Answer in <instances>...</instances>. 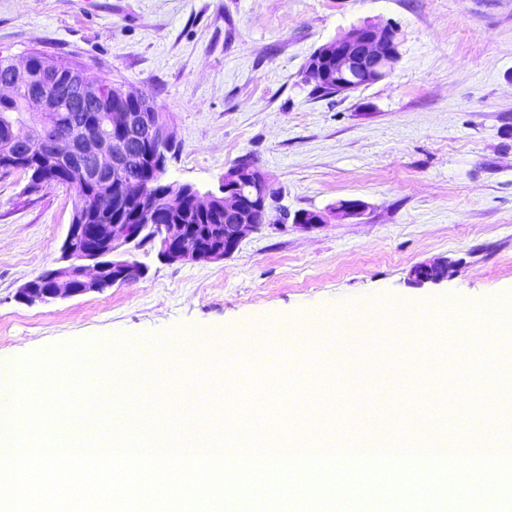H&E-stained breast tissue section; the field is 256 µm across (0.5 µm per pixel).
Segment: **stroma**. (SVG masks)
<instances>
[{
    "instance_id": "obj_1",
    "label": "stroma",
    "mask_w": 512,
    "mask_h": 512,
    "mask_svg": "<svg viewBox=\"0 0 512 512\" xmlns=\"http://www.w3.org/2000/svg\"><path fill=\"white\" fill-rule=\"evenodd\" d=\"M397 30L400 56L379 82L319 96L300 71L320 45L363 24ZM82 65L151 97L176 145L166 179L215 191L251 158L275 195L269 221L218 261L168 265L135 251L146 277L51 304L17 289L59 265L75 192L26 196L0 177V357L20 362L65 341L119 334L209 335L234 342L265 328L271 347L247 377L279 361L303 374L335 415L337 438L412 433L405 410L432 409L429 367L390 356L349 383L298 349L282 327L408 308L448 322L512 296V0H0V56L30 51ZM363 213L303 231L284 212ZM447 264L423 286L415 266ZM362 387L367 422L349 407Z\"/></svg>"
}]
</instances>
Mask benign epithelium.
<instances>
[{
    "mask_svg": "<svg viewBox=\"0 0 512 512\" xmlns=\"http://www.w3.org/2000/svg\"><path fill=\"white\" fill-rule=\"evenodd\" d=\"M399 58V45L387 26L364 24L351 28L344 36L317 48L306 60L304 74L314 84L332 83L336 93L348 94L360 88L350 80L365 74L373 84L385 78ZM74 103L90 108L100 102L98 85L80 73L69 84ZM25 95L31 111L50 115L55 109L57 87L51 80L36 79L28 58L12 61L9 77L0 82V96ZM37 148V164L56 173L64 166L74 181L94 187L92 208L99 213L113 210L126 189L139 185L137 170L167 169L169 146L173 141L167 126L156 112L112 113V135L94 136L72 125V134L53 133L46 122L30 127L26 133ZM183 195L199 209L216 201L224 203V232L195 233L186 224H153L146 239L143 227L134 224L70 223L61 243L63 265L40 274L19 288L17 298L24 303H52L92 292H102L115 284L137 281L147 267L129 258L131 251L147 245L157 249L158 258L167 264L187 260L220 261L231 256L244 237L265 223L271 206V193L265 174L258 168L230 167L224 172L220 193L202 195L184 185ZM364 209V202L351 199L336 205L338 219L352 218ZM325 222L320 211L299 210L292 223L312 229ZM445 269L422 264L413 271L419 285L436 283Z\"/></svg>",
    "mask_w": 512,
    "mask_h": 512,
    "instance_id": "7a95c632",
    "label": "benign epithelium"
}]
</instances>
